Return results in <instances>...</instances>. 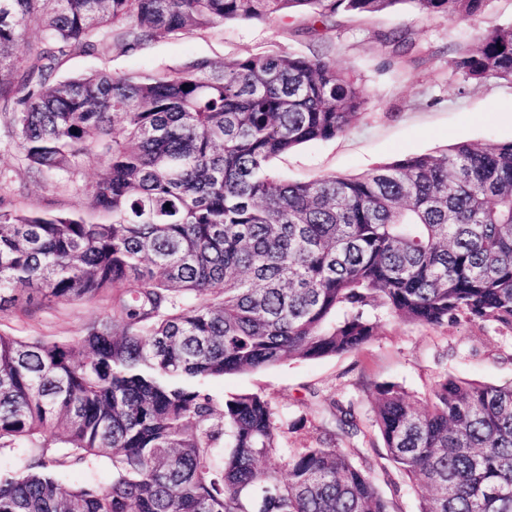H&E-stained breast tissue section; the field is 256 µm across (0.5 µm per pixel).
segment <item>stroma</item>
<instances>
[{
  "mask_svg": "<svg viewBox=\"0 0 512 512\" xmlns=\"http://www.w3.org/2000/svg\"><path fill=\"white\" fill-rule=\"evenodd\" d=\"M510 22L512 0H488L484 12L471 20L424 14L402 2L385 14L340 15L329 26L314 29L308 15L299 13L266 23L234 21L193 34L162 35L126 53L74 54L63 61L58 75L155 73L191 59L221 65L248 55L328 53L366 88L367 107L344 134L304 144L274 160L273 168L289 180L353 176L383 162L459 142L511 140L512 84L495 79L468 82L452 63L458 45L473 41L484 28ZM394 28L404 30L415 43L412 54L397 56L383 41V33ZM99 170L98 160L90 158L70 176H33L0 115V197L9 208H81L84 188ZM107 312L101 300L34 304L0 312V330L71 340L82 334L89 320ZM445 375L492 384L512 382V338L475 325L430 328L391 321L359 351L227 375L211 381L210 388L226 395H267L289 425L286 447L300 448L319 435L316 421L304 418L309 401L351 402L366 417L371 384H398L422 402L435 380Z\"/></svg>",
  "mask_w": 512,
  "mask_h": 512,
  "instance_id": "obj_1",
  "label": "stroma"
}]
</instances>
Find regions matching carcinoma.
<instances>
[{"label":"carcinoma","instance_id":"carcinoma-1","mask_svg":"<svg viewBox=\"0 0 512 512\" xmlns=\"http://www.w3.org/2000/svg\"><path fill=\"white\" fill-rule=\"evenodd\" d=\"M400 3L469 19L486 0H0V112L28 171L101 161L70 214L0 200V311L110 310L68 341L0 331V455L19 462L0 473V512H396L376 483L395 472L425 490L418 512H512V383L447 375L423 410L376 384L373 431L331 400L311 413L334 429L285 449L268 398L206 386L355 352L390 320L512 336V140L288 180L273 160L344 134L368 103L326 54L56 76L73 54L226 21L300 11L314 29ZM32 27L39 44L20 57ZM384 40L413 48L399 29ZM454 64L512 83V22L457 47ZM101 465L106 487L63 481Z\"/></svg>","mask_w":512,"mask_h":512}]
</instances>
